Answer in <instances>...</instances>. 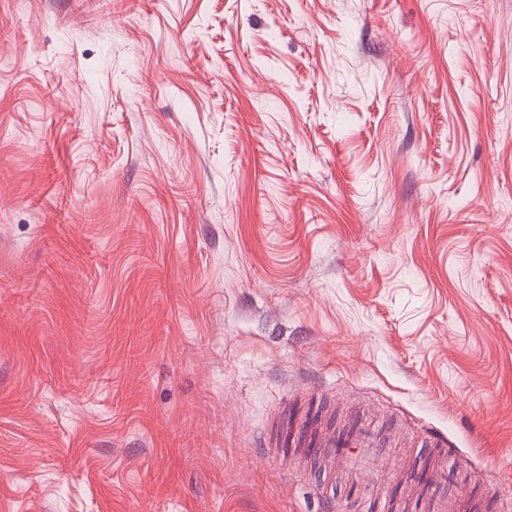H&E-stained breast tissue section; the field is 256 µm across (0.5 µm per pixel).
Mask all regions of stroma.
I'll return each instance as SVG.
<instances>
[{
  "mask_svg": "<svg viewBox=\"0 0 512 512\" xmlns=\"http://www.w3.org/2000/svg\"><path fill=\"white\" fill-rule=\"evenodd\" d=\"M352 409L512 512V0H0V512H403ZM320 424L321 420L312 418L300 432L299 439L313 452L319 455L325 452V458L339 456L352 468H369L378 459L373 448H387L383 438L370 431L357 415L350 414L341 427L331 432L323 431Z\"/></svg>",
  "mask_w": 512,
  "mask_h": 512,
  "instance_id": "stroma-1",
  "label": "stroma"
}]
</instances>
